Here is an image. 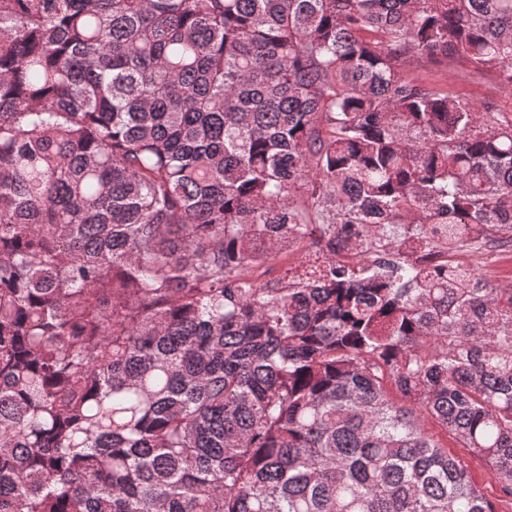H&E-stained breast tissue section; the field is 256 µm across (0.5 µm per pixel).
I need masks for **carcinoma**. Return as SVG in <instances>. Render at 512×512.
<instances>
[{
    "instance_id": "cac0c4a2",
    "label": "carcinoma",
    "mask_w": 512,
    "mask_h": 512,
    "mask_svg": "<svg viewBox=\"0 0 512 512\" xmlns=\"http://www.w3.org/2000/svg\"><path fill=\"white\" fill-rule=\"evenodd\" d=\"M512 0H0V512H499ZM298 265L252 271L292 244ZM419 84L440 91L460 95L464 102L481 105L494 103L506 117L512 113V94L503 88L495 73L481 69L464 68L454 62L440 67H417L411 70ZM503 234H495L479 249H464L467 262L485 282L493 285H511L512 286V246L510 250L501 252L498 255L497 263L494 267L487 265L483 252H488L491 247L497 246L498 239ZM498 237V238H497ZM426 427L427 432L442 448H448L449 454L466 459L473 482L487 499L495 502L504 512H512L510 498L502 493L501 485L490 466L481 459L470 455L465 448H461L452 435L446 434L434 422L428 421Z\"/></svg>"
}]
</instances>
